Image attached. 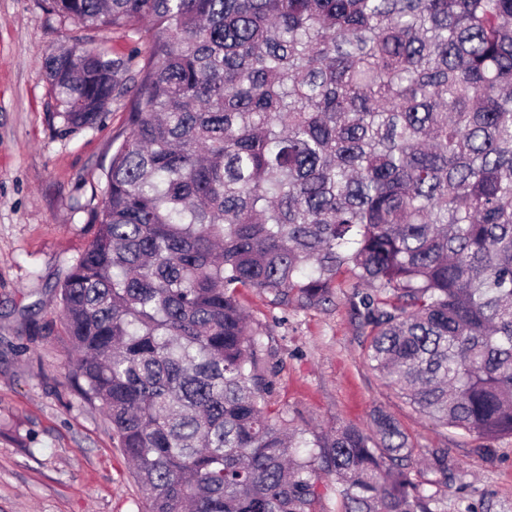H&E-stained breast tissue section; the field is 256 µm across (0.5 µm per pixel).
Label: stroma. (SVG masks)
<instances>
[{"label":"stroma","mask_w":512,"mask_h":512,"mask_svg":"<svg viewBox=\"0 0 512 512\" xmlns=\"http://www.w3.org/2000/svg\"><path fill=\"white\" fill-rule=\"evenodd\" d=\"M149 58V37L117 29L79 31L43 0H0V512H146V495L112 440L99 403L73 377L74 352L60 315L59 285L87 248L91 211L102 205L103 171L128 132V99L96 124L68 126L43 61L68 36ZM351 273L331 303L271 306L242 291L252 332L274 372L269 407L293 426H366L374 411L397 419L421 460L425 493L443 512H512V436L486 440L415 411L372 371L349 304ZM448 455L447 486L433 485L435 451Z\"/></svg>","instance_id":"stroma-1"}]
</instances>
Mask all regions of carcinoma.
<instances>
[{
  "label": "carcinoma",
  "instance_id": "obj_1",
  "mask_svg": "<svg viewBox=\"0 0 512 512\" xmlns=\"http://www.w3.org/2000/svg\"><path fill=\"white\" fill-rule=\"evenodd\" d=\"M45 3L154 31L134 75L97 46L44 59L69 126L131 96L60 305L149 512H316L321 473L336 512H435L392 416L311 441L271 416L238 295L315 308L350 271L372 369L443 427L512 436V0Z\"/></svg>",
  "mask_w": 512,
  "mask_h": 512
}]
</instances>
